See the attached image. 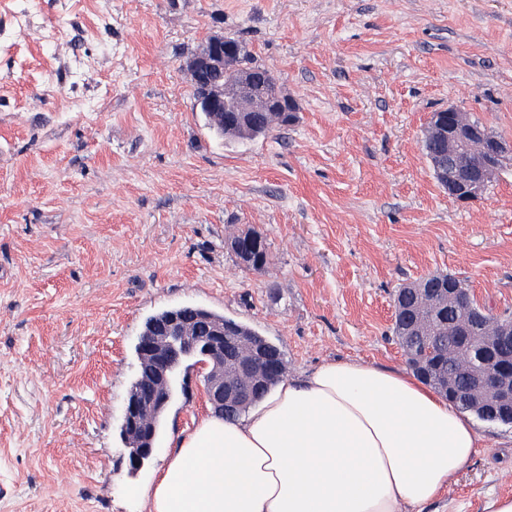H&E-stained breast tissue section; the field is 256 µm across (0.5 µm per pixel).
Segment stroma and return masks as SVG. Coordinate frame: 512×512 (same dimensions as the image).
Listing matches in <instances>:
<instances>
[{"mask_svg": "<svg viewBox=\"0 0 512 512\" xmlns=\"http://www.w3.org/2000/svg\"><path fill=\"white\" fill-rule=\"evenodd\" d=\"M220 35L278 75L294 124L208 134L186 63ZM451 106L512 139V0H0V512H148L142 488L210 411L197 365L131 471L121 416L157 310L247 323L292 377L405 367L394 293L436 271L512 314V167L449 197L422 137ZM247 231L263 271L226 247ZM477 427L424 512L512 496V426ZM251 242L253 246V250L250 254V252L242 251L243 255L246 258H249L252 255V262L250 264H246L248 269L253 271H262L267 263H268V253H267V247L264 242V240L261 239V237L254 235V234H245L235 237L230 242V251L236 256V258H239V246L241 244H244L246 242Z\"/></svg>", "mask_w": 512, "mask_h": 512, "instance_id": "35a3bbf8", "label": "stroma"}]
</instances>
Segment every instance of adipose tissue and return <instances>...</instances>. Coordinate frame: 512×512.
Returning <instances> with one entry per match:
<instances>
[{
	"instance_id": "obj_1",
	"label": "adipose tissue",
	"mask_w": 512,
	"mask_h": 512,
	"mask_svg": "<svg viewBox=\"0 0 512 512\" xmlns=\"http://www.w3.org/2000/svg\"><path fill=\"white\" fill-rule=\"evenodd\" d=\"M481 440L406 371L328 361L244 419L203 416L142 495L148 512H421Z\"/></svg>"
}]
</instances>
